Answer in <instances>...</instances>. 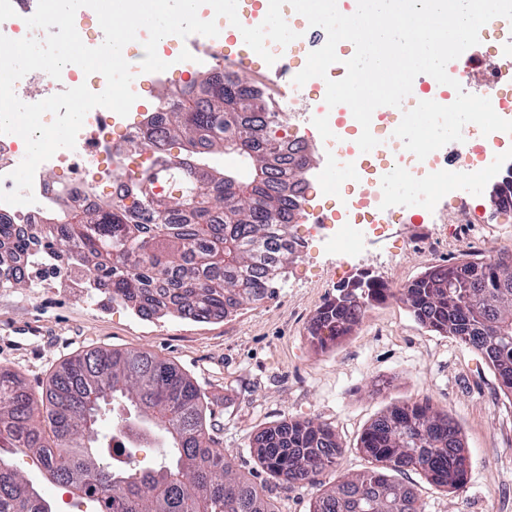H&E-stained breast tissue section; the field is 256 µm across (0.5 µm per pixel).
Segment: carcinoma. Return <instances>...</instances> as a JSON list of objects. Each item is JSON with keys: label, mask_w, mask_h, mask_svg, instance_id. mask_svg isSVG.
Instances as JSON below:
<instances>
[{"label": "carcinoma", "mask_w": 512, "mask_h": 512, "mask_svg": "<svg viewBox=\"0 0 512 512\" xmlns=\"http://www.w3.org/2000/svg\"><path fill=\"white\" fill-rule=\"evenodd\" d=\"M249 81L209 77L168 104L167 122L146 125L139 146L154 159L138 175L129 200L76 211L61 193L57 222L34 225L41 266L72 261L108 282L114 302L142 313L223 318L263 300L299 251L292 234L303 210L293 188L303 158L277 149L282 120L252 109ZM185 140L192 154L167 145ZM468 285L448 293V278ZM22 277L0 257V288ZM391 295L368 278L353 297L327 300L308 327L321 350L352 334L367 307ZM420 324L476 349L512 399V259L469 255L435 265L401 297ZM196 384L176 365L146 351L91 348L61 362L34 397L21 377L0 367V512H54L33 482L17 474L5 451L34 456L45 479L69 488L86 512H274L250 481L232 476L233 462L207 429ZM119 424L162 449L144 468L106 459ZM357 448L370 467L344 475L315 497L309 512H422L416 491L394 474L418 472L439 489L464 485L461 431L428 403L394 404L362 432ZM251 450L283 484L316 483L336 469L343 449L336 432L310 420L283 418L258 433Z\"/></svg>", "instance_id": "obj_1"}]
</instances>
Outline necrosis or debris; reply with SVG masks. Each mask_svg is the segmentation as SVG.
Wrapping results in <instances>:
<instances>
[{
  "label": "necrosis or debris",
  "instance_id": "obj_1",
  "mask_svg": "<svg viewBox=\"0 0 512 512\" xmlns=\"http://www.w3.org/2000/svg\"><path fill=\"white\" fill-rule=\"evenodd\" d=\"M36 2L0 0V34L12 39L26 36L44 39L43 30L29 29L25 23L26 17L35 12ZM217 21L219 36H198L195 61L181 62L176 53H169L173 70L191 77L195 74V62L201 61L209 63L210 74H223L224 64L217 61L214 52L224 49L223 35L231 31L232 26L227 19ZM81 84L87 85L95 93L105 88L104 81L97 74L87 75L80 67L70 65L58 79L42 71L30 72L16 83L15 92L22 102L36 103ZM133 108L140 111V122H129L127 118L107 108L92 109L85 117L75 147L59 149L49 160L38 166L33 183L35 203L9 205L0 202V219L12 223L14 239L29 236L33 225L41 222L46 204L55 196V185L49 179L52 172L66 174L69 202L82 210L98 208L131 194L134 178L145 163L150 161L152 152L147 148L117 151L112 132L120 129L124 132L125 141L136 140L145 121L162 122L167 112L166 105L162 103L155 105L149 112L144 111L139 101L134 102ZM394 112V107L390 106L386 111L373 113L371 132L378 144L373 152L364 153L351 140L353 130L359 127L353 114L348 113L340 118L335 109H323L316 122L321 151L330 155L332 163L351 172L354 183L351 187L337 191L333 206L319 209L314 223L304 225L305 237L321 242L329 249L339 243L353 250L364 247L375 230L393 218L400 202L394 195L366 199L359 187L369 182L386 181L388 177L399 173L411 181L430 182L440 192L450 195L456 192L457 181L448 178L447 156L435 151L425 160H418L405 149L400 139L389 132L388 117Z\"/></svg>",
  "mask_w": 512,
  "mask_h": 512
}]
</instances>
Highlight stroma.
Instances as JSON below:
<instances>
[{"instance_id": "stroma-1", "label": "stroma", "mask_w": 512, "mask_h": 512, "mask_svg": "<svg viewBox=\"0 0 512 512\" xmlns=\"http://www.w3.org/2000/svg\"><path fill=\"white\" fill-rule=\"evenodd\" d=\"M275 97L289 114L282 137L303 134L321 104L311 83L295 90L280 81ZM497 154L492 176L463 182L429 212L420 210V185L410 184L388 234L349 256L304 241L270 295L224 318L144 316L104 298L90 307L79 291L60 284L0 289V367L16 371L38 396L56 366L92 347L143 350L176 364L204 394L211 433L232 457L234 475L257 486L274 512H308L337 473L363 471L368 462L356 442L386 407L427 402L460 428L468 473L454 492L429 486L413 471L399 475L417 488L422 512H512V401L473 348L421 325L397 298L368 309L339 346L317 349L307 334L316 311L359 273L401 289L430 266L482 255L491 235L511 255L512 209H492L489 194L512 166V146ZM286 417L328 425L343 444L337 471L325 472L319 484L279 483L251 453L254 436ZM10 460L57 512H67L72 494L44 482L33 456Z\"/></svg>"}]
</instances>
